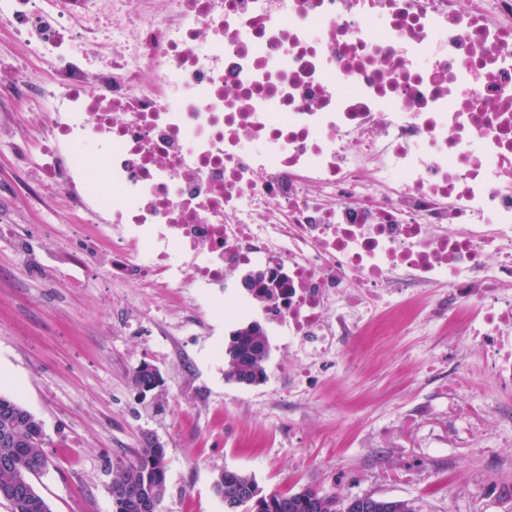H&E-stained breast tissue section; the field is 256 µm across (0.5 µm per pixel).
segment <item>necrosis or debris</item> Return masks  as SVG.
I'll return each instance as SVG.
<instances>
[{
  "label": "necrosis or debris",
  "mask_w": 512,
  "mask_h": 512,
  "mask_svg": "<svg viewBox=\"0 0 512 512\" xmlns=\"http://www.w3.org/2000/svg\"><path fill=\"white\" fill-rule=\"evenodd\" d=\"M0 26L53 72L0 90L72 264L262 317L308 387L340 337L444 316L512 388V0H0ZM248 266L276 307L228 291ZM14 109V100L9 95H0V115L3 112H10L14 123L23 129V134L29 140L32 148V153L35 155L37 145L40 139V131L34 126H27L24 122V114L21 112H12Z\"/></svg>",
  "instance_id": "1"
}]
</instances>
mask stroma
I'll list each match as a JSON object with an SVG mask.
<instances>
[{
	"mask_svg": "<svg viewBox=\"0 0 512 512\" xmlns=\"http://www.w3.org/2000/svg\"><path fill=\"white\" fill-rule=\"evenodd\" d=\"M26 178L0 137V394L43 424L50 463L33 485L51 512H115L108 462L146 433L166 450L161 512H224L213 490L224 471L266 495L309 487L422 512H512V422L486 409L512 407V393L486 377L483 348L440 322L393 325L342 342L315 387L292 394L273 372L291 360L273 335L266 381L237 384L224 362L233 323L197 328L186 300L161 307L154 289L97 279L90 255L72 266L77 216L62 190L32 192ZM457 355L465 391L448 379ZM145 362L163 377L154 400L132 383Z\"/></svg>",
	"mask_w": 512,
	"mask_h": 512,
	"instance_id": "stroma-1",
	"label": "stroma"
}]
</instances>
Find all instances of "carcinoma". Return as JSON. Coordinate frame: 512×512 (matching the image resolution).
Masks as SVG:
<instances>
[{"label": "carcinoma", "mask_w": 512, "mask_h": 512, "mask_svg": "<svg viewBox=\"0 0 512 512\" xmlns=\"http://www.w3.org/2000/svg\"><path fill=\"white\" fill-rule=\"evenodd\" d=\"M285 292L284 284L269 287L262 282L256 289L255 299L274 303ZM263 328L261 322L247 321L231 331L224 349L227 363L226 376L235 380L243 376L256 382L266 378L263 363L270 352L268 336L257 334ZM134 386L142 392H152L163 386L160 372L144 364L133 374ZM166 452L163 445L150 434L143 435L141 448L131 458H119L111 464L112 499L118 504L116 512H142L141 505L153 501L161 504L166 496ZM49 466L45 450V434L41 420L16 399L0 395V490L14 488L19 476L32 479ZM214 491L219 498L226 496L242 505H252L255 512H364L355 497L340 500L334 495H324L310 488L294 493L262 494L254 478L234 473L225 480V473L217 475ZM10 506V512H51L46 500L33 484L6 496L0 495ZM371 512H419L405 500L372 499Z\"/></svg>", "instance_id": "cac0c4a2"}]
</instances>
